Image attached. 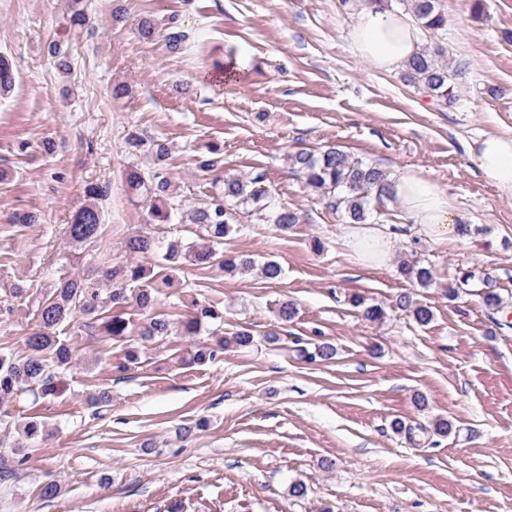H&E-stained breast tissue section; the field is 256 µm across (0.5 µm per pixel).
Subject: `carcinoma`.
<instances>
[{"label": "carcinoma", "mask_w": 512, "mask_h": 512, "mask_svg": "<svg viewBox=\"0 0 512 512\" xmlns=\"http://www.w3.org/2000/svg\"><path fill=\"white\" fill-rule=\"evenodd\" d=\"M411 16L425 30L437 33L447 26V17L441 11L438 0H404ZM190 39V34L182 29L177 20L171 21L166 36L169 49L177 52ZM443 49H423L415 55L406 67L405 79L420 87L432 96L447 103L454 99L453 80L461 70H451L442 59ZM292 171L303 179L306 188L321 196L327 205L341 212L348 223H363L367 220L371 205L385 206L392 199V179L383 169L351 159L338 148L312 152L301 150L288 156ZM128 189L152 201L151 213L160 222L169 219L159 202L168 196L170 181L161 172L153 175V180L145 182L137 170L128 172ZM265 174L257 172L244 178L235 175L224 177L222 193L213 197L204 206L191 214V222L205 233L211 245L205 248L188 246L184 249L170 244L162 248L159 240L148 234H139L128 239L127 251L136 258L160 256L163 268L174 269L184 262L204 268H214L221 272H235L253 267L254 261L235 254L224 252V240L238 231L236 214L244 208L260 220L270 219L281 229L287 230L297 223V214L286 207H277L268 190L262 187ZM107 195L106 188L90 184L86 188L87 204L72 215L68 225V235L72 244L81 247L93 242L98 245L97 258L103 271L99 275L61 274L42 297L30 304L33 326L25 338L26 350L16 355L10 351H0V405L13 401L18 393L29 392L35 396L48 397L56 393L58 386L75 369L78 349L63 331L76 315H81L84 329L109 341H124L133 333V324L123 317V309L129 304L127 285L146 280L144 287L135 295L137 307L151 313L149 322L139 331L143 340L169 335L170 321L163 313L154 312L155 292L162 285H169L170 276L157 278V274L143 265L112 267L111 249L102 237L100 211L97 201ZM401 273L414 278L422 285L433 279L430 268L423 265L404 264ZM112 283L103 288L100 280ZM353 306L361 309L369 321H377L384 316V309L378 305H368L360 295L350 298ZM400 310L409 313L420 325H427L433 318L430 308L417 305L407 296L397 299ZM223 316L214 307L196 305L195 311L182 321L180 331L184 336H194L202 323L222 321ZM45 423L30 419L23 424L22 438L29 443L43 435ZM13 447L17 453L12 465L4 468L3 476L9 477L23 469L29 462L34 449L23 442Z\"/></svg>", "instance_id": "1"}]
</instances>
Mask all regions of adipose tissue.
Listing matches in <instances>:
<instances>
[{
    "label": "adipose tissue",
    "instance_id": "obj_1",
    "mask_svg": "<svg viewBox=\"0 0 512 512\" xmlns=\"http://www.w3.org/2000/svg\"><path fill=\"white\" fill-rule=\"evenodd\" d=\"M357 52L378 69L403 68L420 51L418 30L406 16L364 0L353 31ZM470 154L483 177L512 198V136L488 134L474 140ZM397 208L433 241L456 235L448 196L419 172L403 171L392 184ZM347 238L365 267H382L393 257V240L366 224H351Z\"/></svg>",
    "mask_w": 512,
    "mask_h": 512
}]
</instances>
